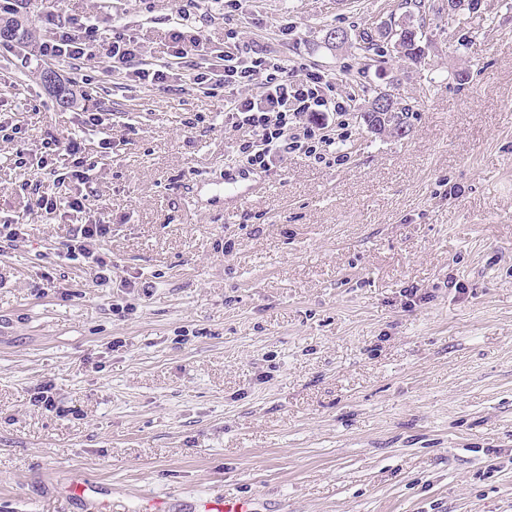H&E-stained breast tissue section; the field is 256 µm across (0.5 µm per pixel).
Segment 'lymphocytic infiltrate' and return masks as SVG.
<instances>
[{
  "label": "lymphocytic infiltrate",
  "instance_id": "lymphocytic-infiltrate-1",
  "mask_svg": "<svg viewBox=\"0 0 512 512\" xmlns=\"http://www.w3.org/2000/svg\"><path fill=\"white\" fill-rule=\"evenodd\" d=\"M39 21L48 32L38 46L39 61L96 59L108 70L124 71L126 79L142 84L161 87L177 79L223 91L225 131L249 133L235 150L245 167L266 173L291 154L304 155L317 164L342 159L337 147L351 136L350 107L336 98L331 79L308 70L305 64L289 66L248 46L225 52L222 63L207 62L198 49L200 35L189 10L178 12L167 56L146 68L136 66L141 46L124 26H113L104 33L90 17L64 18L49 12L40 15ZM250 86L257 87V94H247ZM33 156L38 170L68 187L61 195L37 193L34 211L47 217L63 210L84 212L89 196L83 187L89 174L77 135L62 139L47 133ZM62 157L68 160L65 172L57 167ZM111 233L108 224H80L63 245L65 258L87 263L103 286L111 280L112 265L95 252L94 245Z\"/></svg>",
  "mask_w": 512,
  "mask_h": 512
}]
</instances>
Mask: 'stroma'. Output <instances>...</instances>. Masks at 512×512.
Masks as SVG:
<instances>
[{
  "instance_id": "1",
  "label": "stroma",
  "mask_w": 512,
  "mask_h": 512,
  "mask_svg": "<svg viewBox=\"0 0 512 512\" xmlns=\"http://www.w3.org/2000/svg\"><path fill=\"white\" fill-rule=\"evenodd\" d=\"M182 3L37 0L17 20H116L150 63ZM425 3L422 59L379 63L327 35L380 36L403 0L193 4L208 57L240 39L334 77L354 110L387 91L412 111L405 138L354 119L346 163L292 154L268 174L235 164L223 95L94 72L62 109L19 63L44 29L0 55L19 129L0 138V222L28 214L37 177L17 151L104 115L83 137L89 211L0 238V512H86L60 491L77 474L112 512L214 493L256 512H512V0ZM102 215L104 288L58 257ZM139 275L150 294L125 287ZM41 382L67 415L34 404Z\"/></svg>"
}]
</instances>
